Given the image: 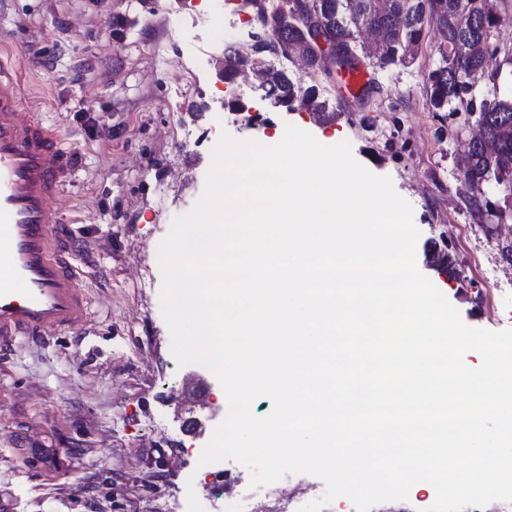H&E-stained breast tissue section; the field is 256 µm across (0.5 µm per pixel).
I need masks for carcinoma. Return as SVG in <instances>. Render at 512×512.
I'll return each mask as SVG.
<instances>
[{"instance_id": "1", "label": "carcinoma", "mask_w": 512, "mask_h": 512, "mask_svg": "<svg viewBox=\"0 0 512 512\" xmlns=\"http://www.w3.org/2000/svg\"><path fill=\"white\" fill-rule=\"evenodd\" d=\"M257 26L271 21L288 27L292 40H303V29L317 16L350 51L347 68L359 62L356 32L376 28L383 43L374 55L375 66L406 67L421 50L429 29L438 36L439 65L427 77L426 101L434 112L465 109L485 122V142L463 153L462 175L467 184L494 182L512 188V95L499 93L496 71L489 61L498 58L497 4L487 0H244ZM250 63L224 52V83L234 82L238 69ZM268 93L289 109L295 101L312 103L315 90L302 89L288 75L271 71Z\"/></svg>"}]
</instances>
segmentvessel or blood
Returning a JSON list of instances; mask_svg holds the SVG:
<instances>
[{
    "label": "vessel or blood",
    "instance_id": "b4317fda",
    "mask_svg": "<svg viewBox=\"0 0 512 512\" xmlns=\"http://www.w3.org/2000/svg\"><path fill=\"white\" fill-rule=\"evenodd\" d=\"M373 81L358 65L342 77L344 97ZM76 151L24 99L0 62V356L18 341L39 346L59 332L89 325L93 300L80 284L76 230L51 203L69 188Z\"/></svg>",
    "mask_w": 512,
    "mask_h": 512
}]
</instances>
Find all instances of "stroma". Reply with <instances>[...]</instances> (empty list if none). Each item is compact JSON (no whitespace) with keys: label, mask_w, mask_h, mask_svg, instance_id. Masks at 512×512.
<instances>
[{"label":"stroma","mask_w":512,"mask_h":512,"mask_svg":"<svg viewBox=\"0 0 512 512\" xmlns=\"http://www.w3.org/2000/svg\"><path fill=\"white\" fill-rule=\"evenodd\" d=\"M254 30L242 0H0V59L18 65L25 98L79 153L53 206L80 229L77 265L95 296L82 344L22 341L0 362V512H220L208 475L242 466L200 462L220 424L210 410L225 399L206 367L176 363L157 250L203 193L222 135L262 143L291 124L322 143L348 141L411 204L417 266L462 321L512 329V265L500 255L512 245V206L488 183L494 213L468 208L455 139L465 117H438L424 94L439 62L432 43L408 67L375 70L374 89L349 100L332 63L265 56L262 68L317 88L319 107L288 110L255 76H219L225 44L250 55ZM231 97L246 111L229 110ZM82 110L96 119L92 133L74 118Z\"/></svg>","instance_id":"1"}]
</instances>
